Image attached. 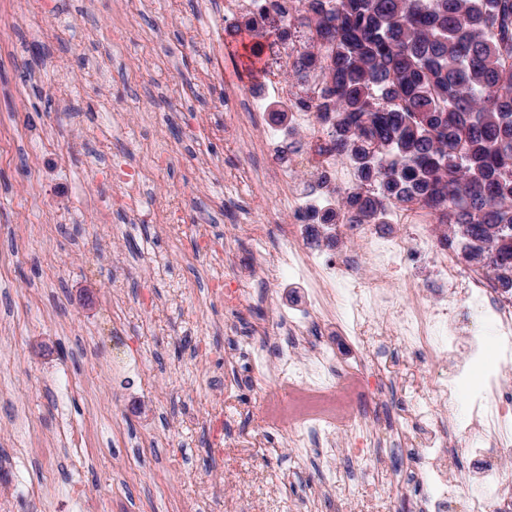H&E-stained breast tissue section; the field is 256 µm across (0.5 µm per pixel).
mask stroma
Masks as SVG:
<instances>
[{"instance_id": "stroma-1", "label": "stroma", "mask_w": 512, "mask_h": 512, "mask_svg": "<svg viewBox=\"0 0 512 512\" xmlns=\"http://www.w3.org/2000/svg\"><path fill=\"white\" fill-rule=\"evenodd\" d=\"M223 6L0 0V512H71L74 489L85 512H399L419 491L414 464L378 434L417 444L405 412L429 365L399 339L349 336L332 306L296 342L281 313H302L307 291L292 279L255 275L237 315L211 291L255 263L240 227L278 190L225 193V172L268 158L224 110L225 69L244 93L265 79L247 69L246 16L225 39L188 31ZM114 163L137 174L138 211H112ZM173 206L177 228L162 220ZM200 232L223 254L197 253ZM459 324L486 341L446 422L465 472L470 404L512 391V370L492 319L468 310ZM292 344L371 382L365 423L338 432L329 465L267 420V397L288 396L273 364ZM117 357L134 371L113 369Z\"/></svg>"}]
</instances>
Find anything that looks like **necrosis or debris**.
Wrapping results in <instances>:
<instances>
[{"label":"necrosis or debris","mask_w":512,"mask_h":512,"mask_svg":"<svg viewBox=\"0 0 512 512\" xmlns=\"http://www.w3.org/2000/svg\"><path fill=\"white\" fill-rule=\"evenodd\" d=\"M295 53V47L272 44L265 47L262 61L268 85L287 102L294 123L304 128V144L287 148L277 135L263 133L261 142L272 161L268 171L245 170L230 178L235 188L245 190L254 183L286 176L297 165L313 176L307 183L290 185L278 198L276 210L287 211L289 216L288 223L279 227L284 244L264 259L262 267L276 279L297 275L310 290L308 314L291 323L293 332L306 333L311 320L322 318L325 291L335 288L349 311L356 335L397 337L433 367L426 389L437 407L432 410L421 405L410 416L412 424L423 428L418 445L433 492L409 512H440L460 485L471 488L469 512H504L505 502L512 501V480L503 477L499 464L512 458V394L499 393L475 407L471 427L485 441L478 451L485 461L481 471L449 473L444 423L456 409L455 387L460 375L459 370L449 369V359L460 349L471 357L483 349L481 337L461 335L458 315L468 308L486 312L499 322L500 333L512 349V295L504 296L499 284L482 273L462 275L457 253L435 246L420 230L414 236L381 237L372 224L339 225V232L356 236L359 248L335 261L323 258L319 248L310 246L307 232L315 222V200L320 194L316 175H327L341 184L352 182L353 175L337 167L332 137L315 116L318 87L307 88L305 97L298 98L279 82L284 56ZM366 258L383 270V277L362 282L358 272ZM422 265L428 270L427 284L434 290L431 299L423 302L418 299L415 277ZM276 369L288 382L289 398L274 404L272 417L287 422L291 446L306 448L318 441L326 452H334L337 428L354 425L362 418L353 398L365 388V380L351 373L344 383H337L332 358L324 349L305 361L292 351H282Z\"/></svg>","instance_id":"4bbe7bcc"}]
</instances>
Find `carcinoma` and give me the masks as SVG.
Listing matches in <instances>:
<instances>
[{
  "instance_id": "obj_1",
  "label": "carcinoma",
  "mask_w": 512,
  "mask_h": 512,
  "mask_svg": "<svg viewBox=\"0 0 512 512\" xmlns=\"http://www.w3.org/2000/svg\"><path fill=\"white\" fill-rule=\"evenodd\" d=\"M310 33L288 75L321 76L317 120L367 192L331 190L332 213L383 224L414 202L453 244L462 225L491 244L464 254L512 290V0H304L281 22Z\"/></svg>"
}]
</instances>
